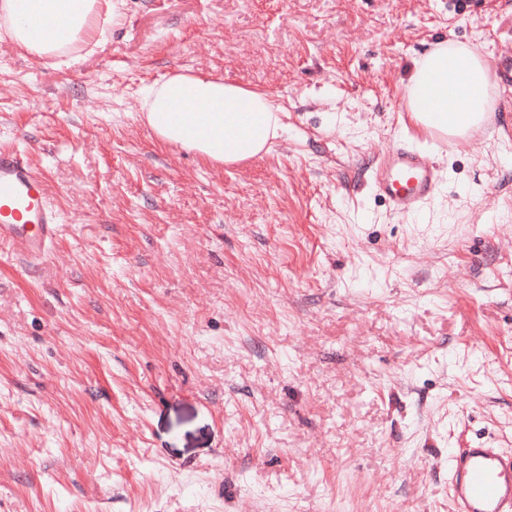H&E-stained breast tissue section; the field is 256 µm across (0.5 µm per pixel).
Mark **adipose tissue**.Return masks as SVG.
Listing matches in <instances>:
<instances>
[{"mask_svg": "<svg viewBox=\"0 0 512 512\" xmlns=\"http://www.w3.org/2000/svg\"><path fill=\"white\" fill-rule=\"evenodd\" d=\"M124 0H0V36L29 54L58 57L104 37ZM411 119L466 138L491 110L486 64L467 46L440 47L414 65L405 85ZM143 117L156 139L223 165L269 152L279 109L265 94L211 75L178 73L150 86Z\"/></svg>", "mask_w": 512, "mask_h": 512, "instance_id": "ef3b65f1", "label": "adipose tissue"}]
</instances>
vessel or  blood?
Instances as JSON below:
<instances>
[{"label": "vessel or blood", "mask_w": 512, "mask_h": 512, "mask_svg": "<svg viewBox=\"0 0 512 512\" xmlns=\"http://www.w3.org/2000/svg\"><path fill=\"white\" fill-rule=\"evenodd\" d=\"M488 77L504 93L512 92V56L493 57ZM441 180L415 145L385 153L372 183L404 218L424 209ZM58 212L43 177L14 146L0 147V244L31 261L43 259L56 239ZM454 512H512V455L498 448H466L448 456Z\"/></svg>", "instance_id": "b4317fda"}]
</instances>
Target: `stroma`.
Masks as SVG:
<instances>
[{"instance_id":"35a3bbf8","label":"stroma","mask_w":512,"mask_h":512,"mask_svg":"<svg viewBox=\"0 0 512 512\" xmlns=\"http://www.w3.org/2000/svg\"><path fill=\"white\" fill-rule=\"evenodd\" d=\"M100 42L0 41V145L58 237L0 262V512H454L448 454H512V95L397 219L372 187L444 41L512 53V0H126ZM269 96L224 166L159 145L179 71Z\"/></svg>"}]
</instances>
